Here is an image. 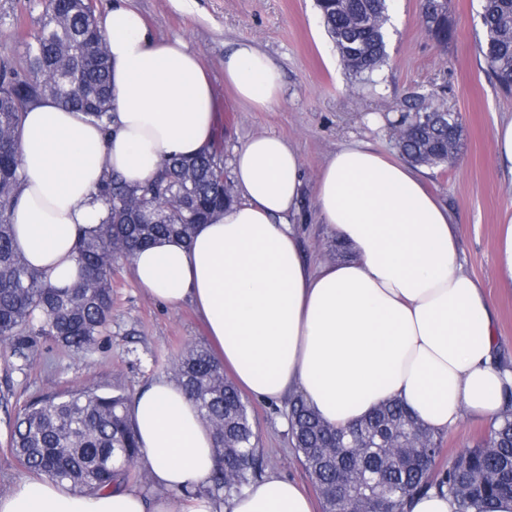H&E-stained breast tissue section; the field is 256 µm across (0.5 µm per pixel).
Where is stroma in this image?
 <instances>
[{"instance_id": "1", "label": "stroma", "mask_w": 512, "mask_h": 512, "mask_svg": "<svg viewBox=\"0 0 512 512\" xmlns=\"http://www.w3.org/2000/svg\"><path fill=\"white\" fill-rule=\"evenodd\" d=\"M130 3L158 38L182 39L200 57L215 92V143L225 160H232L235 149L259 133L281 136L296 148L305 181L296 231L301 255L313 268L335 247L318 220L314 198V184L328 155L343 143L363 141L387 156H398L391 125L409 96L442 93L462 121L459 157L447 169L425 167L421 174L426 187L461 219L462 267L490 297L499 355L512 364V288L496 276L500 222L512 213V188L493 148L497 123L512 114V92L503 91L487 74L479 52L481 0H448L454 35L445 46L425 32L421 0H393L388 61L374 75L375 88L360 95L351 91L353 79L339 61L315 0ZM41 13L38 0H0V61L22 62L24 41L37 31ZM242 42L261 48L282 72L281 100L263 112L238 105L224 86V55ZM112 287V320L90 352L73 354L44 339L31 364L22 368L9 350L0 348V496L36 480L7 449L9 421L30 401L82 387L132 394L168 374L185 347L206 343L192 306L170 307L150 299L134 281L128 262L114 263ZM248 402L269 471L314 493L289 438L285 403L253 396ZM489 424V418L468 415L443 431L437 468H446L456 453L471 447Z\"/></svg>"}]
</instances>
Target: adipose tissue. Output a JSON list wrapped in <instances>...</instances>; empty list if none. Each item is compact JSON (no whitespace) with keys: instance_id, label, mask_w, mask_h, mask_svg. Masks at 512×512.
I'll return each instance as SVG.
<instances>
[{"instance_id":"1","label":"adipose tissue","mask_w":512,"mask_h":512,"mask_svg":"<svg viewBox=\"0 0 512 512\" xmlns=\"http://www.w3.org/2000/svg\"><path fill=\"white\" fill-rule=\"evenodd\" d=\"M111 59L109 128L47 97L26 111L18 152L24 180L12 210L15 242L58 287L77 275L79 232L95 227L105 172L151 178L163 159L211 150L215 94L181 39L154 36L127 0L101 20ZM235 100L268 110L282 92L277 64L250 44L224 57ZM234 203L136 254L132 273L167 306L191 303L215 357L239 389L265 400L301 393L330 425L348 426L398 400L436 431L464 413L492 416L512 367L497 362L496 320L459 262L458 218L409 163L361 141L332 152L314 186L321 223L349 246L345 261L309 267L292 218L302 191L297 151L273 134L234 153ZM144 463L165 497L121 487L95 496L51 482L0 497V512H314L294 482L270 473L229 500L192 496L209 483L214 434L175 380L154 378L131 398Z\"/></svg>"}]
</instances>
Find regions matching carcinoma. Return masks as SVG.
<instances>
[{
    "label": "carcinoma",
    "mask_w": 512,
    "mask_h": 512,
    "mask_svg": "<svg viewBox=\"0 0 512 512\" xmlns=\"http://www.w3.org/2000/svg\"><path fill=\"white\" fill-rule=\"evenodd\" d=\"M481 50L488 73L512 91V0H483ZM38 30L25 43V65L0 62V344L27 365L41 339L74 354L91 351L112 318V265L132 262L136 251L164 236L189 238L234 195L223 190L224 155L171 157L146 182L131 186L106 171L97 198L105 207L99 225L76 246L80 271L69 288H56L31 267L14 243L11 212L23 181L18 137L34 98L52 97L103 128L111 122L110 65L93 0H41ZM326 30L355 93L374 84L388 59L390 0H316ZM425 31L444 45L452 38L448 0H422ZM410 128L399 142L410 162L445 167L461 146L462 124L436 94L412 95L402 112ZM212 429L218 464L210 496L239 494L262 478L255 422L224 368L202 345L186 349L170 367ZM487 433L434 470L442 454L438 432L414 421L391 400L347 428L333 427L295 393L288 395V432L317 488L322 512H403L404 501L436 490L457 512H487L512 498V388ZM130 396L77 388L47 393L19 411L9 450L27 470L93 496L128 482L130 465L144 456L128 414Z\"/></svg>",
    "instance_id": "carcinoma-1"
}]
</instances>
